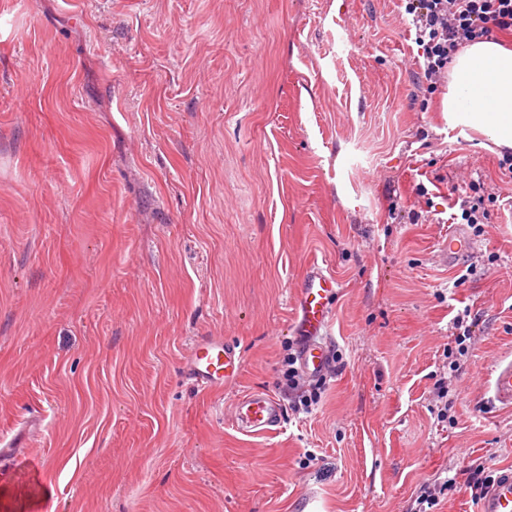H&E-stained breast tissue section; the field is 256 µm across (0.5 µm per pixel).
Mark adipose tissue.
<instances>
[{
  "label": "adipose tissue",
  "instance_id": "obj_1",
  "mask_svg": "<svg viewBox=\"0 0 512 512\" xmlns=\"http://www.w3.org/2000/svg\"><path fill=\"white\" fill-rule=\"evenodd\" d=\"M448 123L512 148V48L490 41L466 47L452 63Z\"/></svg>",
  "mask_w": 512,
  "mask_h": 512
}]
</instances>
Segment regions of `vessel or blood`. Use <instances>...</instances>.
Masks as SVG:
<instances>
[{
    "label": "vessel or blood",
    "mask_w": 512,
    "mask_h": 512,
    "mask_svg": "<svg viewBox=\"0 0 512 512\" xmlns=\"http://www.w3.org/2000/svg\"><path fill=\"white\" fill-rule=\"evenodd\" d=\"M473 247L461 227L453 226L443 243L449 257L469 252ZM337 292L335 278L322 270L311 271L300 288L295 328L306 343L299 354L300 366L310 377L326 370V355L322 338L332 320L330 300ZM239 359L225 348L219 337H207L197 342L187 362V371L196 386L204 391L220 388L225 379L236 374ZM485 392L490 405L512 410V359L495 363L487 380ZM283 406L279 399L266 391L254 390L244 394L234 405L231 423L247 435L275 431L282 419ZM479 512H512V479L494 484L484 496Z\"/></svg>",
    "instance_id": "1"
}]
</instances>
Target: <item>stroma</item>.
<instances>
[{
  "label": "stroma",
  "instance_id": "1",
  "mask_svg": "<svg viewBox=\"0 0 512 512\" xmlns=\"http://www.w3.org/2000/svg\"><path fill=\"white\" fill-rule=\"evenodd\" d=\"M418 68L400 0H0V440L39 418L15 462L39 512H478L473 473L512 476L484 400L512 358V171ZM472 180L498 200L452 264ZM313 264L339 292L308 415ZM207 336L240 359L209 392L184 373ZM252 390L277 431L228 422ZM473 247V242L468 240L462 228L451 226L448 229V236L443 243V249L448 252V262L451 263L456 256L469 252Z\"/></svg>",
  "mask_w": 512,
  "mask_h": 512
}]
</instances>
